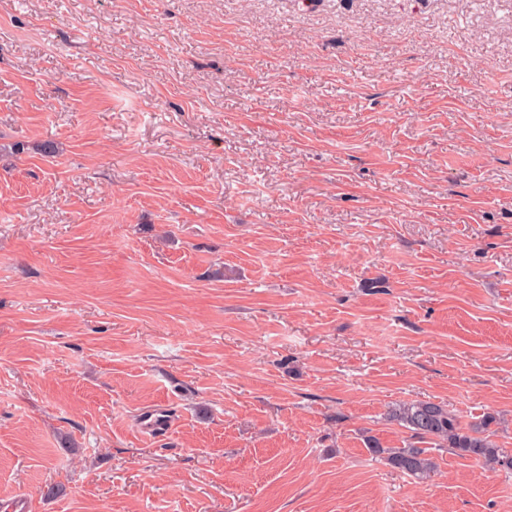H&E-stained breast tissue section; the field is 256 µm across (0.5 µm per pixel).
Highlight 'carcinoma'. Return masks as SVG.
<instances>
[{
    "label": "carcinoma",
    "mask_w": 512,
    "mask_h": 512,
    "mask_svg": "<svg viewBox=\"0 0 512 512\" xmlns=\"http://www.w3.org/2000/svg\"><path fill=\"white\" fill-rule=\"evenodd\" d=\"M388 418L410 430L420 439H431L457 456L471 458L487 466L512 470V453L506 452L488 432L489 421L465 425L448 406L427 400L402 402L392 406ZM373 454L382 457L393 469L418 479L434 471L435 463L423 448H383L368 440Z\"/></svg>",
    "instance_id": "1"
}]
</instances>
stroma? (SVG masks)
<instances>
[{
	"label": "stroma",
	"mask_w": 512,
	"mask_h": 512,
	"mask_svg": "<svg viewBox=\"0 0 512 512\" xmlns=\"http://www.w3.org/2000/svg\"><path fill=\"white\" fill-rule=\"evenodd\" d=\"M414 400L512 449V0H0V512H512ZM388 418L420 439H431L457 456L472 458L487 466L512 470V453L506 452L488 432L489 420L464 425L448 406L427 400L402 402L388 411ZM373 454L381 456L393 469L418 479H425L434 471L435 463L425 448H382L375 439H368Z\"/></svg>",
	"instance_id": "stroma-1"
}]
</instances>
